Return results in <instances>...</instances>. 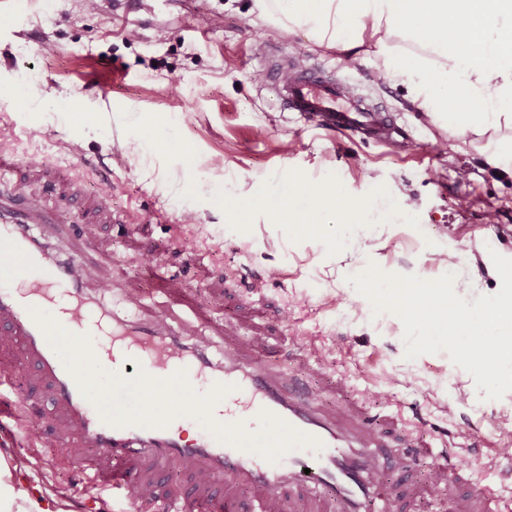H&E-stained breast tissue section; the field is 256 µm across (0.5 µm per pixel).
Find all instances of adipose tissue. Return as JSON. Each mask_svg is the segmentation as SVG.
<instances>
[{
    "instance_id": "1",
    "label": "adipose tissue",
    "mask_w": 512,
    "mask_h": 512,
    "mask_svg": "<svg viewBox=\"0 0 512 512\" xmlns=\"http://www.w3.org/2000/svg\"><path fill=\"white\" fill-rule=\"evenodd\" d=\"M261 18L357 58L364 32L390 82L457 141L497 128L512 117V0H255ZM413 43L395 50L391 38ZM241 213L267 211L301 233L326 218L363 223L368 206L323 187L299 185L278 200L257 193Z\"/></svg>"
}]
</instances>
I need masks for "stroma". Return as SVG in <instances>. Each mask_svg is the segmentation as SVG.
I'll return each mask as SVG.
<instances>
[{"instance_id":"1","label":"stroma","mask_w":512,"mask_h":512,"mask_svg":"<svg viewBox=\"0 0 512 512\" xmlns=\"http://www.w3.org/2000/svg\"><path fill=\"white\" fill-rule=\"evenodd\" d=\"M299 49L306 63L347 73L416 139L392 147L303 128L265 78ZM103 61L123 72L117 87L102 89ZM1 84L14 96L0 100V152L39 160L20 171L24 193L65 212L74 246L91 243L88 282L151 291L155 275L140 260L151 251L171 302L210 327L215 356L272 352L329 407L373 416L384 451L419 446L415 465L390 475L396 512H447L449 496L472 485L512 490L499 454L512 446V392L483 399L444 352L406 359L401 320L374 315L348 281L372 262L427 280L455 274L470 303L496 294L490 254L512 258V170L491 164L487 145L512 138V123L451 149L373 54L339 59L267 25L254 0H131L118 12L105 0H32L24 17L0 15ZM66 100L87 121L62 111ZM28 118L42 136L8 137ZM296 178L367 202L366 223L302 235L265 212L243 221L234 211L247 193L282 194ZM399 194L415 204L405 219L393 215ZM52 425L44 417L24 430L37 453L10 479H32L61 512L86 489ZM434 448L461 453L450 490L424 478Z\"/></svg>"}]
</instances>
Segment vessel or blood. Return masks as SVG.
<instances>
[{"label": "vessel or blood", "instance_id": "1", "mask_svg": "<svg viewBox=\"0 0 512 512\" xmlns=\"http://www.w3.org/2000/svg\"><path fill=\"white\" fill-rule=\"evenodd\" d=\"M287 112L317 126L358 131L379 144L402 129L388 109L368 103L345 78L326 75L317 66L290 65L270 79ZM62 231L59 214L43 204L16 207L0 195V386L14 385V357H21L40 387L37 403L0 395V433L18 437L25 425L49 411L59 445L83 461V481L95 496L80 512H112L111 497H123L139 512H268L273 501L318 496L336 512H391V491L382 479L412 450L402 447L379 455L380 434L370 419L350 408L329 410L300 383H284L271 366V354H240L229 349L223 361L206 351L205 326L181 322L167 310L144 311L142 297L125 295L121 308L99 297L111 284L90 289L83 270L56 256L33 225ZM60 305L57 328H50L45 305ZM91 329L104 336L96 358L124 351L127 366L146 372L148 382L172 404L145 406L142 386L117 379L106 393L80 379L62 357V336ZM209 384L224 409L205 421L201 435L186 442L174 426L172 408L189 395L190 380ZM262 419L263 440L243 428L244 416ZM187 472L191 491L169 489L172 469ZM227 488L217 492L216 480ZM254 492L242 504L231 489ZM464 512H512V502L479 494L465 501Z\"/></svg>", "mask_w": 512, "mask_h": 512}]
</instances>
